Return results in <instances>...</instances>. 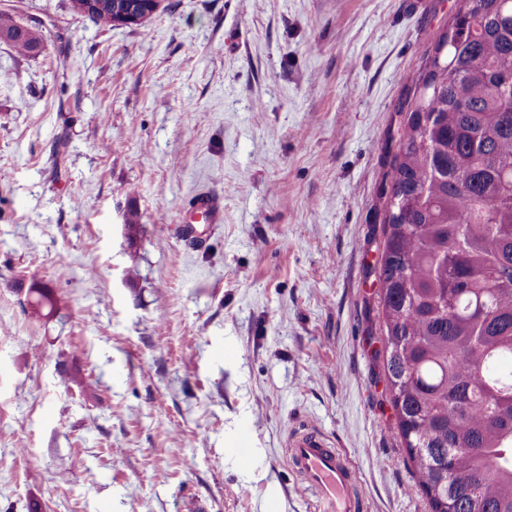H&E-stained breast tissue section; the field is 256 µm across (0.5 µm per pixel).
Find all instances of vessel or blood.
I'll use <instances>...</instances> for the list:
<instances>
[{
    "instance_id": "1",
    "label": "vessel or blood",
    "mask_w": 512,
    "mask_h": 512,
    "mask_svg": "<svg viewBox=\"0 0 512 512\" xmlns=\"http://www.w3.org/2000/svg\"><path fill=\"white\" fill-rule=\"evenodd\" d=\"M218 216L212 198L197 195L188 214V223H213ZM287 459L303 483L312 488L320 512H363L354 491L356 472L348 459L317 428L307 426L287 441Z\"/></svg>"
}]
</instances>
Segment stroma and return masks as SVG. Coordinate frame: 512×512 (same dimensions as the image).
<instances>
[{
  "mask_svg": "<svg viewBox=\"0 0 512 512\" xmlns=\"http://www.w3.org/2000/svg\"><path fill=\"white\" fill-rule=\"evenodd\" d=\"M166 5L105 29L0 0L45 34L0 42V512H315L286 457L310 425L363 512H430L372 269L406 74L457 0ZM202 192L224 220L185 235Z\"/></svg>",
  "mask_w": 512,
  "mask_h": 512,
  "instance_id": "35a3bbf8",
  "label": "stroma"
}]
</instances>
